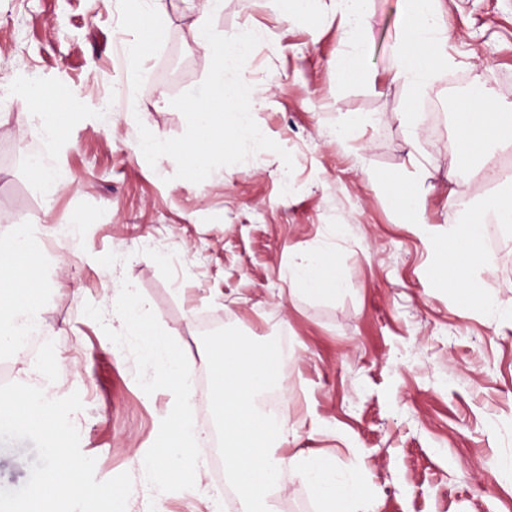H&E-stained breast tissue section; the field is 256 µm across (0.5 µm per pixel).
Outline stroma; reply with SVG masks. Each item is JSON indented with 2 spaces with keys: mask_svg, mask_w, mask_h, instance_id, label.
<instances>
[{
  "mask_svg": "<svg viewBox=\"0 0 512 512\" xmlns=\"http://www.w3.org/2000/svg\"><path fill=\"white\" fill-rule=\"evenodd\" d=\"M448 54L429 96L440 125L422 128V167L409 158V88L393 80L405 0H369L366 45L357 51L330 0L286 21L283 0H224L222 35L249 25L262 37L246 81L265 99L256 121L289 151H261L194 184L175 178L170 157L149 165L138 128L181 135L173 97L205 78L211 54L190 25L197 0H166L147 37L128 0H0V237L26 225L43 258V328L64 378L51 392H79L71 421L95 477L130 472L127 512H212L210 470L199 481L156 485L138 457L161 445L182 400L199 428L211 424L200 323L209 318L257 341L284 335L293 354L284 374L289 425L284 450L359 467L375 512H512V485L492 472L512 459V324L437 287L440 253L397 208L389 181L426 195L428 224L459 222L448 189L467 204L493 194L482 169L457 163L453 115L466 96L512 107V0H444ZM149 39L133 72L126 44ZM65 90L56 109L63 134H36L32 86ZM84 107H76L75 92ZM370 124L336 142L353 113ZM45 154L60 181L42 192L28 158ZM76 224L69 251L49 244L56 224ZM323 251L342 291L290 287L289 261ZM486 291L512 303V237L495 252ZM147 322L172 333L193 363L187 395L126 332L133 297ZM37 454L31 441L0 444V487L16 489ZM278 512H314L306 483L284 469Z\"/></svg>",
  "mask_w": 512,
  "mask_h": 512,
  "instance_id": "1",
  "label": "stroma"
}]
</instances>
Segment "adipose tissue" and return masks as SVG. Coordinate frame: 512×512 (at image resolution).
Here are the masks:
<instances>
[{
  "mask_svg": "<svg viewBox=\"0 0 512 512\" xmlns=\"http://www.w3.org/2000/svg\"><path fill=\"white\" fill-rule=\"evenodd\" d=\"M442 0H406L407 8L400 22V62L396 79L422 98L448 62L446 29L443 24ZM499 106L484 100L478 112H459L455 115L459 160L471 162L474 157L490 158L501 147L512 145V126L497 123ZM443 263L435 274L438 282L449 288L463 290L468 298L484 312L495 313L512 320V306H503L490 298L483 281L470 278L469 270L492 272L493 255L473 239L460 236L458 228L449 229L438 240ZM285 278L289 284L313 288L321 283L336 284L334 270L322 252L310 251L289 263ZM41 279L40 261L29 243L26 226H15L9 238L0 240V350L15 348L28 328L41 325L48 309L34 302L31 291ZM143 303H134L128 312L133 321L132 332L138 336L151 360L160 362L170 388L187 392L190 379L188 359L158 331L138 327L143 317ZM194 417L190 405H183L170 419L165 442L143 461L145 470L159 483L192 481L201 467L189 454L196 447Z\"/></svg>",
  "mask_w": 512,
  "mask_h": 512,
  "instance_id": "ef3b65f1",
  "label": "adipose tissue"
}]
</instances>
